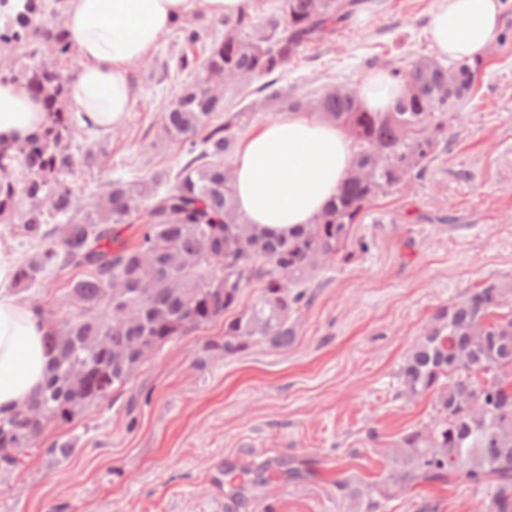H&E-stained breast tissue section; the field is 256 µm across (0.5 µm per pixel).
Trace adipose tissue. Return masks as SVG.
<instances>
[{
  "instance_id": "obj_1",
  "label": "adipose tissue",
  "mask_w": 512,
  "mask_h": 512,
  "mask_svg": "<svg viewBox=\"0 0 512 512\" xmlns=\"http://www.w3.org/2000/svg\"><path fill=\"white\" fill-rule=\"evenodd\" d=\"M64 27L79 64L68 77L66 104L83 124L107 133L123 125L133 101L132 66L146 58L179 21L206 24L232 17L249 0H66ZM500 0H439L427 26L440 58L483 54L499 21ZM359 95L387 110L403 93L383 71L363 77ZM46 120L41 98L0 81V141L21 143ZM349 135L332 120L281 112L238 145L232 185L242 219L267 234L287 236L314 223L355 163ZM16 256L0 250V412L20 407L44 385L50 356L45 322L12 290Z\"/></svg>"
}]
</instances>
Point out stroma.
<instances>
[{
  "label": "stroma",
  "mask_w": 512,
  "mask_h": 512,
  "mask_svg": "<svg viewBox=\"0 0 512 512\" xmlns=\"http://www.w3.org/2000/svg\"><path fill=\"white\" fill-rule=\"evenodd\" d=\"M438 0H386L281 72L290 94L358 85L366 59L432 54L426 28ZM474 96L424 180L377 199L356 225L349 262L307 290L295 342L195 359L223 321L168 343L120 392L69 428L67 460L39 452L0 481V512H224L227 494L267 466L269 480L239 512H353L339 480L370 488L392 471L388 448L427 422L432 400L401 397L399 368L440 306L490 281L512 283V0ZM180 50L167 34L134 64L127 122L109 135L103 170L135 181L177 166L160 110L189 73L162 78ZM308 470L288 476L289 465ZM463 481L389 501L385 512H477Z\"/></svg>",
  "instance_id": "obj_1"
}]
</instances>
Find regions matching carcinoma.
<instances>
[{"label":"carcinoma","instance_id":"1","mask_svg":"<svg viewBox=\"0 0 512 512\" xmlns=\"http://www.w3.org/2000/svg\"><path fill=\"white\" fill-rule=\"evenodd\" d=\"M385 0H280L263 16L250 4L235 17L206 27L181 25L183 42L199 62L178 57L175 73L196 68L191 81L163 108V127L185 162L149 181L103 178L88 206L68 182L75 170L99 167L104 146L74 145L76 125L63 108L65 78L40 48L66 57L71 45L61 15L64 0H0V48L24 50L6 79L42 98L47 120L23 144L0 146V223L17 224L32 252L14 285L21 292L45 278L70 276L61 301L29 299L49 327L53 363L43 389L0 415V475L61 429L124 387L166 344L224 319V335L203 347L209 356H234L255 345L272 349L295 341L297 314L308 304L302 287L328 264L348 262L355 225L381 196L421 182L469 103L484 61L443 62L414 56L401 66L366 61L406 87L389 112H370L344 84L310 100L274 88L265 100L336 122L352 137L357 160L336 200L301 232L267 236L245 223L234 203L225 159L251 120L254 105L236 109L223 90L247 86L288 66L300 51L332 38L361 11L380 13ZM139 225L136 240L123 236ZM258 300L239 307L250 282ZM401 395L433 399V414L403 433L393 448L392 472L364 497L343 480L363 512H382L389 500L418 486L461 479L488 491L486 512H512V284L492 282L441 306L433 325L398 372ZM76 443L57 435L46 448L61 459ZM266 469L230 489L225 512L263 487Z\"/></svg>","mask_w":512,"mask_h":512}]
</instances>
